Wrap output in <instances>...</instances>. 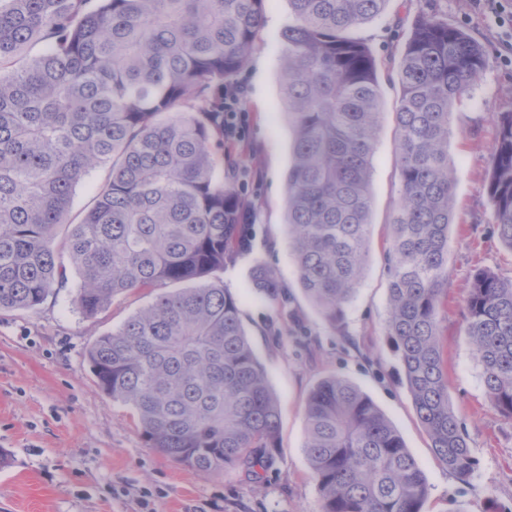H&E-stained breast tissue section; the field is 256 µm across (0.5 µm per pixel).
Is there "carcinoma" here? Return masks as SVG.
<instances>
[{
  "instance_id": "obj_1",
  "label": "carcinoma",
  "mask_w": 512,
  "mask_h": 512,
  "mask_svg": "<svg viewBox=\"0 0 512 512\" xmlns=\"http://www.w3.org/2000/svg\"><path fill=\"white\" fill-rule=\"evenodd\" d=\"M389 0H289L281 93L292 132L288 249L298 283L341 329L363 278L379 68L351 32ZM266 0H0V310H35L79 276L93 317L114 297L162 291L99 336V389L134 410L148 447L205 475L258 477L280 454V404L216 273L249 249L250 200L224 179V88L265 22ZM39 47L36 54L33 47ZM484 48L422 14L394 62L399 200L385 253V336L437 459L467 483L475 459L448 399L437 324L448 282L455 177L449 116L480 77ZM488 194L512 251V112L494 115ZM108 177L77 224L76 187ZM254 288L288 291L266 264ZM465 332L493 409L512 420V278L477 271ZM304 452L322 512H422L429 488L391 421L353 382L320 378Z\"/></svg>"
}]
</instances>
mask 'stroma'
Listing matches in <instances>:
<instances>
[{
    "mask_svg": "<svg viewBox=\"0 0 512 512\" xmlns=\"http://www.w3.org/2000/svg\"><path fill=\"white\" fill-rule=\"evenodd\" d=\"M500 18L481 0H389L384 17L356 34L381 62L398 56L419 14L463 27L487 50L478 81L450 116L448 161L456 176L448 233L447 301L437 331L448 356L450 405L477 461L469 483L440 463L401 382V365L385 336L388 283L384 254L399 196L394 111L398 83L381 81L382 117L371 176L374 204L367 263L343 333L333 332L303 294L288 254L285 175L292 133L281 104V32L288 0H269L266 22L234 86L240 137H225L252 202L247 251L224 264V286L237 297L243 326L281 408V455L261 479L234 469L208 476L146 445L133 410L97 387L87 360L92 342L117 330L153 296L113 299L96 316L73 304L79 278L34 311H0V512H322L308 465L304 407L316 381L336 374L366 392L403 437L421 467L429 494L422 512H512V420L489 404L464 329L465 298L476 270L512 278V250L493 231L488 195L493 116L512 111V0ZM272 266L290 299L280 305L252 284L257 263Z\"/></svg>",
    "mask_w": 512,
    "mask_h": 512,
    "instance_id": "1",
    "label": "stroma"
}]
</instances>
